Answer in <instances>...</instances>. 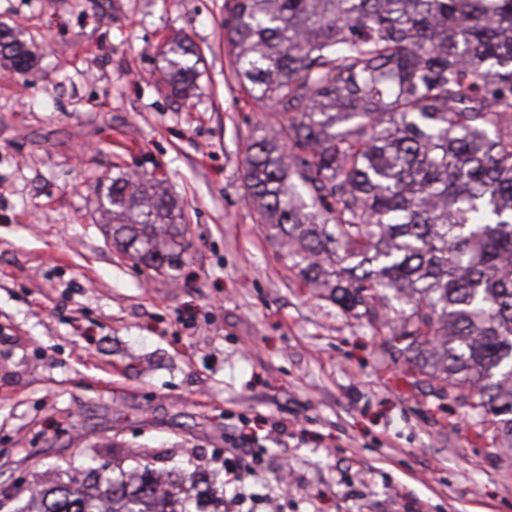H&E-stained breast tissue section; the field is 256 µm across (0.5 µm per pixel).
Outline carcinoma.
<instances>
[{
    "label": "carcinoma",
    "mask_w": 512,
    "mask_h": 512,
    "mask_svg": "<svg viewBox=\"0 0 512 512\" xmlns=\"http://www.w3.org/2000/svg\"><path fill=\"white\" fill-rule=\"evenodd\" d=\"M224 32L241 93L274 119L244 157L257 222L307 283L387 327L512 437V0H224ZM1 59L31 64L2 27ZM161 61L189 98L190 39H170ZM105 201L117 248L177 270L183 215L164 186L120 173ZM94 459L15 512H220L205 470L186 487Z\"/></svg>",
    "instance_id": "obj_1"
}]
</instances>
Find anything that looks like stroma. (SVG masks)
I'll list each match as a JSON object with an SVG mask.
<instances>
[{
    "mask_svg": "<svg viewBox=\"0 0 512 512\" xmlns=\"http://www.w3.org/2000/svg\"><path fill=\"white\" fill-rule=\"evenodd\" d=\"M0 499L96 451L213 471L224 512H512V447L387 329L307 286L245 199L266 117L229 74L224 0H0ZM184 34L194 97L160 51ZM163 182L184 263L112 243L117 172ZM9 65L11 71L25 72L31 64V53L13 31L0 27V66L1 60ZM161 61L160 73L172 95L188 99L199 75L196 67L199 56L190 39L186 36L170 39L161 51Z\"/></svg>",
    "mask_w": 512,
    "mask_h": 512,
    "instance_id": "35a3bbf8",
    "label": "stroma"
}]
</instances>
